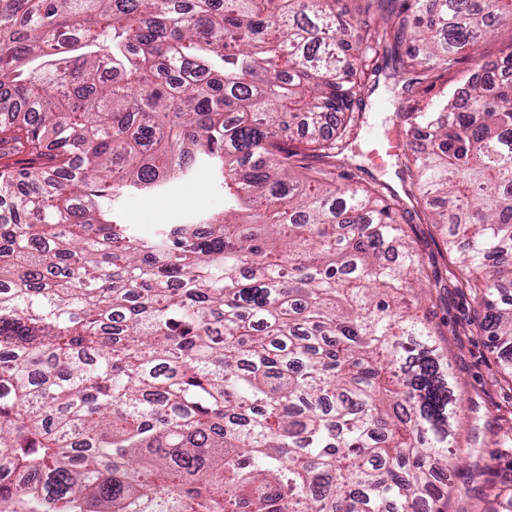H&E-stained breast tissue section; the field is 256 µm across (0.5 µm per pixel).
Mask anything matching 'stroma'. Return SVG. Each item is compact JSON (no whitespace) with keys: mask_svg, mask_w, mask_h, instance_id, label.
<instances>
[{"mask_svg":"<svg viewBox=\"0 0 512 512\" xmlns=\"http://www.w3.org/2000/svg\"><path fill=\"white\" fill-rule=\"evenodd\" d=\"M465 77L461 71L444 82L428 81L412 94L391 81L380 85L367 102L370 127L381 132L392 130L397 114L433 104L460 86ZM114 210L123 223L149 236L161 224H177L200 212H223L224 193L208 177L194 176L176 182L164 194L125 193L116 199ZM432 310L470 415L466 465L456 475L461 496L452 512H471L473 500L512 485V441L503 438L498 420L502 410L512 406V390L502 379L500 348L478 327L481 308L474 296L452 288L435 294Z\"/></svg>","mask_w":512,"mask_h":512,"instance_id":"obj_1","label":"stroma"}]
</instances>
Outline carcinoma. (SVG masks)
Wrapping results in <instances>:
<instances>
[{
    "instance_id": "carcinoma-1",
    "label": "carcinoma",
    "mask_w": 512,
    "mask_h": 512,
    "mask_svg": "<svg viewBox=\"0 0 512 512\" xmlns=\"http://www.w3.org/2000/svg\"><path fill=\"white\" fill-rule=\"evenodd\" d=\"M363 2L0 0V512H450L469 416L400 219L512 351V81L474 79L512 0ZM465 63L403 193L350 163L380 84ZM200 168L224 214L113 219ZM408 214L406 217L407 221H402V224H416V230L418 232L420 248L423 250V253L427 256L429 254L435 253L436 263L438 267V271L445 278L448 279V285L451 281L454 280L453 275L458 273L457 260L455 259V254H449L448 257L445 256V259L440 257L436 253V245L442 244V233L438 229L431 228L427 224H419V221L414 216V214ZM431 232V235L428 233ZM422 232V234H421Z\"/></svg>"
}]
</instances>
